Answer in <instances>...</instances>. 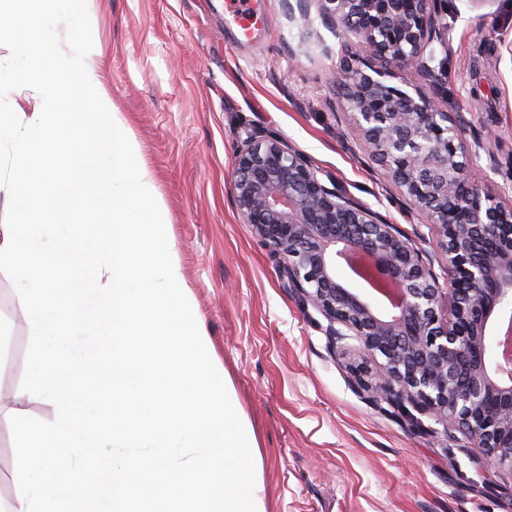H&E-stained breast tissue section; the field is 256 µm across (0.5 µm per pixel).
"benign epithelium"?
Here are the masks:
<instances>
[{
  "mask_svg": "<svg viewBox=\"0 0 512 512\" xmlns=\"http://www.w3.org/2000/svg\"><path fill=\"white\" fill-rule=\"evenodd\" d=\"M310 4L341 37L367 49L344 62L342 99L354 136L424 212L445 257L448 286L415 241L359 201L328 187L299 151L276 135L247 131L237 145L233 194L245 222L282 263L301 301L352 336L357 383L375 398L409 403L446 429H461L487 465L512 471V367L501 356L512 330V204L488 187L484 143L464 142L448 113L394 71L436 77L434 42L448 46L446 0H296ZM385 277L373 291L349 287L339 270Z\"/></svg>",
  "mask_w": 512,
  "mask_h": 512,
  "instance_id": "benign-epithelium-1",
  "label": "benign epithelium"
}]
</instances>
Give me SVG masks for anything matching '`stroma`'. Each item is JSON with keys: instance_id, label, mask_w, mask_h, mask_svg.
I'll return each instance as SVG.
<instances>
[{"instance_id": "1", "label": "stroma", "mask_w": 512, "mask_h": 512, "mask_svg": "<svg viewBox=\"0 0 512 512\" xmlns=\"http://www.w3.org/2000/svg\"><path fill=\"white\" fill-rule=\"evenodd\" d=\"M225 0H94L101 77L165 205L195 314L252 425L266 512H512V472H492L458 430L357 388L352 355L332 349L328 322L303 305L278 260L233 201L237 143L257 127L304 153L337 189L407 235L426 219L355 140L336 96L341 60L359 54L317 10L250 0L242 39ZM441 109L512 200V0H448ZM0 333L16 359L0 406L44 421L49 404L22 391L27 335L0 273Z\"/></svg>"}]
</instances>
